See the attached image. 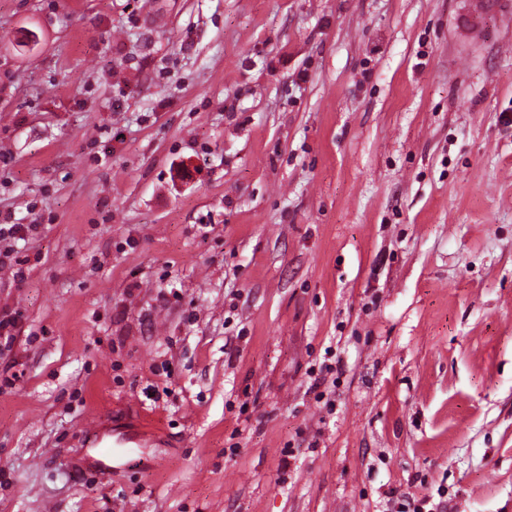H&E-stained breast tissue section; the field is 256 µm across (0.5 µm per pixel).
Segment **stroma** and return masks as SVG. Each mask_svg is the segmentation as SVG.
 Masks as SVG:
<instances>
[{"label":"stroma","mask_w":512,"mask_h":512,"mask_svg":"<svg viewBox=\"0 0 512 512\" xmlns=\"http://www.w3.org/2000/svg\"><path fill=\"white\" fill-rule=\"evenodd\" d=\"M467 9L0 0V512H512V0ZM11 215L2 217L0 214V270L12 269L19 265L16 250L17 241H25L38 232L40 224H13L9 222ZM99 426V419L96 416L89 417L84 422V431L91 435V448H95V452L98 456L99 464L104 468H110L109 465L113 460V449L112 444L108 436H100L97 434V428Z\"/></svg>","instance_id":"obj_1"}]
</instances>
